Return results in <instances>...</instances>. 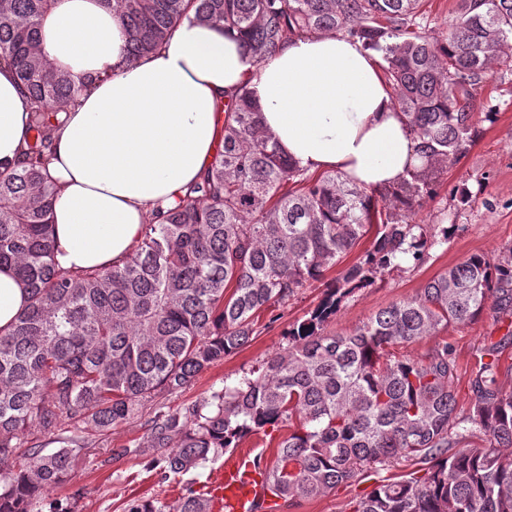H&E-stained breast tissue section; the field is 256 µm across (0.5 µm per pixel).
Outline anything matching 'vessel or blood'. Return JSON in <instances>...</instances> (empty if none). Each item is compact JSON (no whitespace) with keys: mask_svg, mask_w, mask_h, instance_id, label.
<instances>
[{"mask_svg":"<svg viewBox=\"0 0 512 512\" xmlns=\"http://www.w3.org/2000/svg\"><path fill=\"white\" fill-rule=\"evenodd\" d=\"M212 512H267L273 498L249 453L228 458L207 486Z\"/></svg>","mask_w":512,"mask_h":512,"instance_id":"b4317fda","label":"vessel or blood"}]
</instances>
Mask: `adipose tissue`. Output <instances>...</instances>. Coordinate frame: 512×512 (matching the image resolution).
Here are the masks:
<instances>
[{"label": "adipose tissue", "mask_w": 512, "mask_h": 512, "mask_svg": "<svg viewBox=\"0 0 512 512\" xmlns=\"http://www.w3.org/2000/svg\"><path fill=\"white\" fill-rule=\"evenodd\" d=\"M43 47L79 88L54 115L43 158L56 189L54 258L64 269L119 263L144 224L177 205L220 142L218 105L244 84L264 128L308 171H336L381 191L421 163L380 59L339 35L292 39L257 63L223 30L186 20L125 66L119 19L96 0H63ZM31 111L12 68L0 63V172L23 160ZM26 304L15 270L1 266L0 329Z\"/></svg>", "instance_id": "adipose-tissue-1"}]
</instances>
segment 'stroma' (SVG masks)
<instances>
[{
    "label": "stroma",
    "mask_w": 512,
    "mask_h": 512,
    "mask_svg": "<svg viewBox=\"0 0 512 512\" xmlns=\"http://www.w3.org/2000/svg\"><path fill=\"white\" fill-rule=\"evenodd\" d=\"M489 108L496 114L491 121L483 117ZM475 112L473 142L449 164L433 198L425 200L415 215L421 224L459 225V232L448 242L433 247L424 265L390 273L374 286L345 298L329 322L328 331H353L378 309L416 295L427 281L469 255L495 258L512 247V72L505 65H493L486 73L477 90ZM465 190L471 192L472 200L464 206L459 199ZM322 292V287L316 285L302 289L287 304L275 308L259 336L202 373L186 390L160 398L142 417L105 433L89 424L78 429L65 424V434L81 432L86 449L77 478L43 493L42 502H57L65 512H124L127 501L134 498L171 504L186 488L204 490L219 470V463L206 464L169 480L160 479L156 471L148 468L147 419L156 412L187 407L281 353L287 345L284 331L305 318ZM511 328L488 309L474 320L449 325L436 337L400 347L399 352L417 359L434 343H447L457 361L454 389L458 408L464 412L472 401L470 380L479 368L484 345L498 341ZM115 448L127 449V456L113 459L111 451ZM412 469L407 462L377 466L320 497L284 503L280 512H350L352 502L376 482L397 479Z\"/></svg>",
    "instance_id": "obj_1"
}]
</instances>
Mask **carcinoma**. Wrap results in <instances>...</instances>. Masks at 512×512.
I'll return each instance as SVG.
<instances>
[{
	"label": "carcinoma",
	"mask_w": 512,
	"mask_h": 512,
	"mask_svg": "<svg viewBox=\"0 0 512 512\" xmlns=\"http://www.w3.org/2000/svg\"><path fill=\"white\" fill-rule=\"evenodd\" d=\"M60 2L0 0V62L31 100L36 131L26 162L0 173V265L15 266L29 294L0 331V512H33L41 494L75 478L85 444L61 437L48 451L37 435H57L64 419L104 432L137 418L238 352L266 311L315 283L327 292L289 326L283 353L151 418L150 468L166 480L279 432L262 470L279 501L322 496L371 465L404 459L425 465L423 474L376 483L351 512H512V391L498 381L512 331L485 347L464 418L448 344L417 360L395 352L490 305L512 319V248L467 257L350 333L324 330L346 296L423 264L454 233L453 224L436 233L413 217L473 141L477 86L512 46V0H459L448 31L431 36L417 22L423 0H100L120 20L127 64L185 19L237 33L257 63L297 37L361 43L383 61L422 166L384 191L334 171L308 174L263 128L243 85L224 104L221 145L177 207L145 225L121 263L79 270L54 261L55 189L40 167L50 114L76 92L42 46ZM366 238L356 263L326 279ZM125 512L212 510L189 488L172 505L133 499Z\"/></svg>",
	"instance_id": "obj_1"
}]
</instances>
